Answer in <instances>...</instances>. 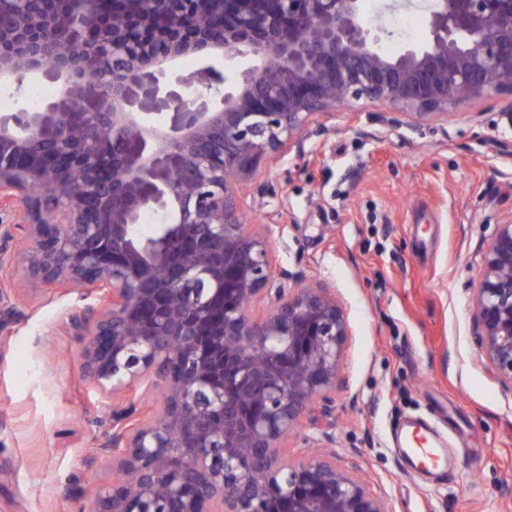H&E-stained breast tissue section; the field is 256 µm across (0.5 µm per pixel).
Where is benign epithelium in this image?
I'll return each instance as SVG.
<instances>
[{
    "mask_svg": "<svg viewBox=\"0 0 512 512\" xmlns=\"http://www.w3.org/2000/svg\"><path fill=\"white\" fill-rule=\"evenodd\" d=\"M396 55L362 0H0V84L57 87L0 113V273L83 288L82 374L112 396V484L95 512H392L303 421L345 385L349 332L328 283L287 288L268 224H245L263 161H310L341 104H386L382 138L445 129L450 109L508 96L512 0H429ZM190 57H222L189 77ZM154 212L160 223L136 230ZM481 357L512 393V218L483 246L472 297ZM146 389L138 400L130 395Z\"/></svg>",
    "mask_w": 512,
    "mask_h": 512,
    "instance_id": "1",
    "label": "benign epithelium"
}]
</instances>
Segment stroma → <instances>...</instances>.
Wrapping results in <instances>:
<instances>
[{"instance_id": "stroma-1", "label": "stroma", "mask_w": 512, "mask_h": 512, "mask_svg": "<svg viewBox=\"0 0 512 512\" xmlns=\"http://www.w3.org/2000/svg\"><path fill=\"white\" fill-rule=\"evenodd\" d=\"M502 106L478 97L455 106L447 132L382 139L381 105L363 104L356 125L342 110L315 167L264 162L246 183L277 267L328 282L345 305L335 453L361 450L393 512H512V393L478 358L471 304L482 245L512 218ZM93 303L51 285L0 291L13 311L0 330V512H92L112 481L97 451L112 400L83 380L84 342L65 328ZM416 420L450 435L452 480L393 447Z\"/></svg>"}]
</instances>
